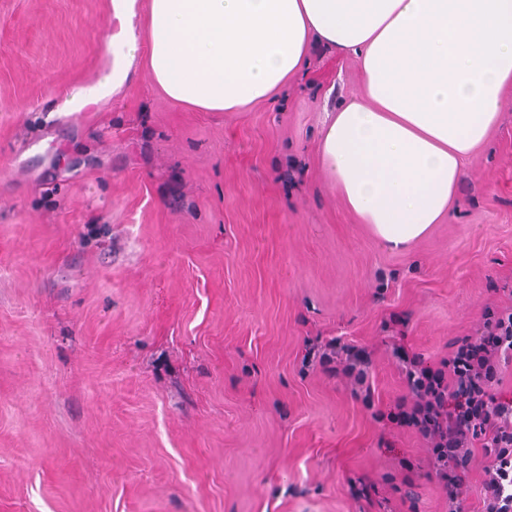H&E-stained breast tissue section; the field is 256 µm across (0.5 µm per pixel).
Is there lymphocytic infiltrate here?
Listing matches in <instances>:
<instances>
[{
    "mask_svg": "<svg viewBox=\"0 0 512 512\" xmlns=\"http://www.w3.org/2000/svg\"><path fill=\"white\" fill-rule=\"evenodd\" d=\"M398 367L407 395L373 416L414 431L431 452V476L448 499V512H468L465 490L472 468L481 470V512H512V394L499 385L512 362V307L486 308L482 329L429 363L400 346ZM325 372L363 385L370 357L335 337L312 351Z\"/></svg>",
    "mask_w": 512,
    "mask_h": 512,
    "instance_id": "lymphocytic-infiltrate-1",
    "label": "lymphocytic infiltrate"
}]
</instances>
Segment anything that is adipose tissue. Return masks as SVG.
Instances as JSON below:
<instances>
[{"label": "adipose tissue", "instance_id": "ef3b65f1", "mask_svg": "<svg viewBox=\"0 0 512 512\" xmlns=\"http://www.w3.org/2000/svg\"><path fill=\"white\" fill-rule=\"evenodd\" d=\"M112 67L68 99L110 97L137 55L200 112L265 102L320 44L354 58L361 90L332 112L320 165L348 212L393 249L441 223L461 168L512 106V0H111Z\"/></svg>", "mask_w": 512, "mask_h": 512}]
</instances>
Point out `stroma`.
<instances>
[{"instance_id": "stroma-1", "label": "stroma", "mask_w": 512, "mask_h": 512, "mask_svg": "<svg viewBox=\"0 0 512 512\" xmlns=\"http://www.w3.org/2000/svg\"><path fill=\"white\" fill-rule=\"evenodd\" d=\"M115 26L111 0H0V512H448L426 444L302 358L367 350L386 407L393 343L435 363L512 306V109L395 250L318 160L354 59L315 45L275 100L198 112L139 57L63 111Z\"/></svg>"}]
</instances>
